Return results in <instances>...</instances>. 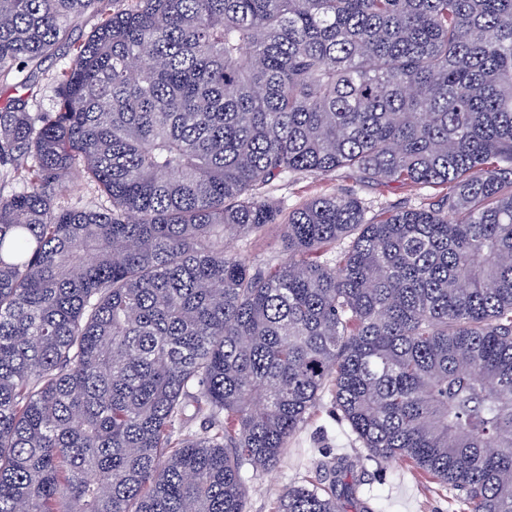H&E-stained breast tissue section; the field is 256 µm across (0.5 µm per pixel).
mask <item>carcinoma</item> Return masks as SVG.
Listing matches in <instances>:
<instances>
[{
    "label": "carcinoma",
    "instance_id": "obj_1",
    "mask_svg": "<svg viewBox=\"0 0 512 512\" xmlns=\"http://www.w3.org/2000/svg\"><path fill=\"white\" fill-rule=\"evenodd\" d=\"M0 0V512H244L321 394L369 457L512 512V0ZM105 198L56 202L76 165ZM446 188L367 217L261 190ZM284 228L253 270L229 237ZM205 417L202 432L192 422ZM354 464L277 512H341ZM101 23L96 12L87 11L74 18L67 36L45 58L30 64L22 73L0 75V107L9 101L26 105L34 112L37 105L49 110L55 100L54 78L69 61L71 44L85 40ZM337 189L351 190L365 202H372L374 210L368 217L383 207L402 206L418 208L437 200L445 191L431 188H409L392 184L386 187L368 183L356 173L338 170L329 176L297 175L277 182L267 195L288 212L321 194Z\"/></svg>",
    "mask_w": 512,
    "mask_h": 512
}]
</instances>
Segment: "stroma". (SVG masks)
I'll return each instance as SVG.
<instances>
[{
  "mask_svg": "<svg viewBox=\"0 0 512 512\" xmlns=\"http://www.w3.org/2000/svg\"><path fill=\"white\" fill-rule=\"evenodd\" d=\"M100 23L99 14L82 13L74 18L66 37L48 56L30 64L24 72L0 74V107L13 101L30 111L51 109L55 100L54 78L68 62L72 43L85 40ZM337 189L352 191L378 209L417 208L441 195L440 190L431 188L396 184L383 187L361 179L358 174L339 170L327 176L306 174L285 179L270 188L268 196L289 211ZM227 245L241 260L257 268L283 258L280 228L276 225L267 227L257 236L228 239ZM337 456L347 457L354 463L365 498L377 506L379 512H469L468 504L458 491L432 480L410 460L368 459L349 427L340 423L334 401L327 393L290 437L280 464L255 481L245 512H276L279 498L290 485L317 480L321 463Z\"/></svg>",
  "mask_w": 512,
  "mask_h": 512,
  "instance_id": "obj_1",
  "label": "stroma"
}]
</instances>
